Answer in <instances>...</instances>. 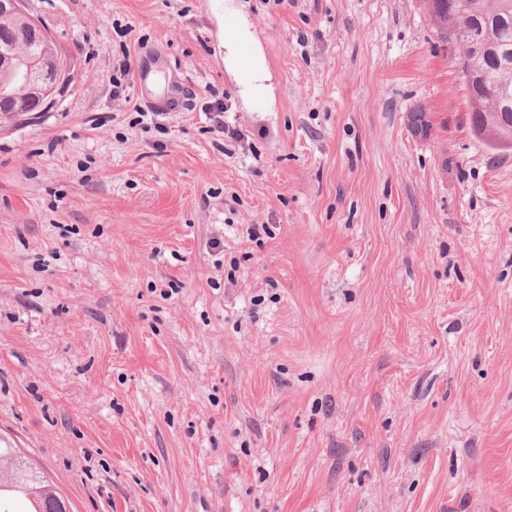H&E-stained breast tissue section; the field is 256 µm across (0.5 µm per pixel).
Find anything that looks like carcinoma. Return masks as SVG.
I'll return each mask as SVG.
<instances>
[{"label":"carcinoma","mask_w":512,"mask_h":512,"mask_svg":"<svg viewBox=\"0 0 512 512\" xmlns=\"http://www.w3.org/2000/svg\"><path fill=\"white\" fill-rule=\"evenodd\" d=\"M448 21L464 27L469 44L460 65L474 67L481 74L480 94L495 102L512 98V0H446ZM6 34L25 47L29 31L22 19L0 26ZM19 88L15 77L0 72V108L16 104ZM493 150H512V107L501 119L500 137L486 139ZM57 491L45 481H36L27 473L25 460L12 448H0V505L7 497H19L24 512H44L45 501Z\"/></svg>","instance_id":"carcinoma-1"}]
</instances>
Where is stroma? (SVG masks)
I'll return each mask as SVG.
<instances>
[{"mask_svg": "<svg viewBox=\"0 0 512 512\" xmlns=\"http://www.w3.org/2000/svg\"><path fill=\"white\" fill-rule=\"evenodd\" d=\"M25 8L76 77L0 114V445L70 512H512V151L424 0ZM249 38L248 30L240 24L234 37H224V64L239 70V42H247ZM252 65L251 52L247 47H242L240 52V66L243 71L250 69ZM270 79L269 74L264 69L263 61L258 54L254 56V62L247 77L243 76L241 85L244 92L253 100L261 99L267 88L266 81Z\"/></svg>", "mask_w": 512, "mask_h": 512, "instance_id": "1", "label": "stroma"}]
</instances>
